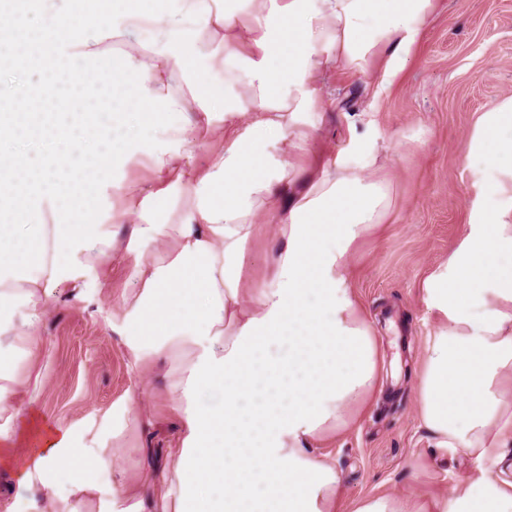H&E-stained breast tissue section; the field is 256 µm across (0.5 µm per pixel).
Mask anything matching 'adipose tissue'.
Listing matches in <instances>:
<instances>
[{
  "instance_id": "ef3b65f1",
  "label": "adipose tissue",
  "mask_w": 512,
  "mask_h": 512,
  "mask_svg": "<svg viewBox=\"0 0 512 512\" xmlns=\"http://www.w3.org/2000/svg\"><path fill=\"white\" fill-rule=\"evenodd\" d=\"M438 0H0V352L38 357L47 301L82 294L130 259L129 296L107 317L134 368L165 365L180 438L162 468L123 445L135 396L79 428L22 416L37 390L0 372V460L29 450L36 512H340V469L318 441L359 422L382 386L379 346L351 287L354 246L390 206L376 142L298 168L323 122V71L403 69ZM41 17L40 27L29 24ZM153 35L104 68L117 36ZM219 60L222 92L198 60ZM41 75L38 83L29 82ZM187 92H176L178 82ZM98 85L104 98L75 107ZM250 121L205 165L183 145L189 112ZM181 118L153 151L179 193L120 187L125 234L87 224L101 189L144 150L137 134ZM465 158L489 190L448 259L422 282L433 331L415 385L430 456L467 453L475 475L433 496L380 494L353 512H512V96L479 113ZM278 222L268 270L246 283L256 218ZM139 468L136 488L126 466Z\"/></svg>"
}]
</instances>
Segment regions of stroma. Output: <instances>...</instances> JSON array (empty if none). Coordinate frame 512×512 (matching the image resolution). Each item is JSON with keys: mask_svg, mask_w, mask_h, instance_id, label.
Wrapping results in <instances>:
<instances>
[{"mask_svg": "<svg viewBox=\"0 0 512 512\" xmlns=\"http://www.w3.org/2000/svg\"><path fill=\"white\" fill-rule=\"evenodd\" d=\"M509 95L512 0H441L398 74H354L330 66L320 78L325 122L313 157L335 156L356 132L391 147L385 169L390 209L351 256V286L374 325L385 387L355 428L316 445L342 470L346 504L377 494L432 495L475 468L462 451L429 464L430 438L412 376L433 329L421 283L461 240L473 212L488 202L485 185L465 161V143L478 112ZM131 181L168 184L147 152L136 153L115 169L88 223L112 224L117 188ZM129 290L123 261L113 262L105 286L90 285L81 298L65 286L56 290L44 322L41 383L32 409L50 424L71 427L101 418L126 393H137L151 425L130 426L125 441L143 449L147 463L159 465L179 433L162 381L133 370L122 338L104 322ZM27 454L22 448L8 464L0 463V512H33L19 484Z\"/></svg>", "mask_w": 512, "mask_h": 512, "instance_id": "obj_1", "label": "stroma"}]
</instances>
